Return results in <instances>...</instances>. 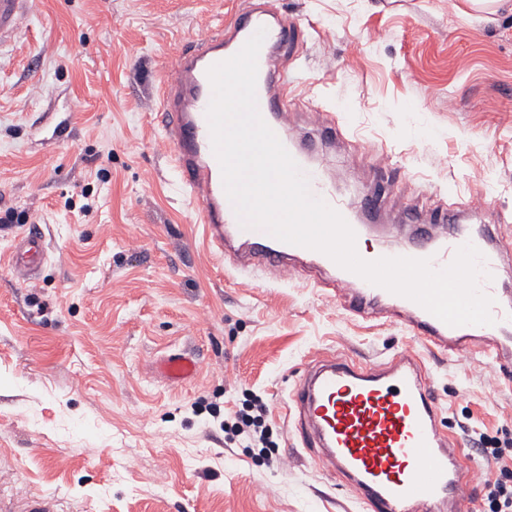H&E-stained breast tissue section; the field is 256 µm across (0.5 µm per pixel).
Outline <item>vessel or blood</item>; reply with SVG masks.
I'll list each match as a JSON object with an SVG mask.
<instances>
[{
    "label": "vessel or blood",
    "mask_w": 512,
    "mask_h": 512,
    "mask_svg": "<svg viewBox=\"0 0 512 512\" xmlns=\"http://www.w3.org/2000/svg\"><path fill=\"white\" fill-rule=\"evenodd\" d=\"M267 4L268 0H249L248 7L239 9L220 30L181 49L157 87L156 118L164 130L157 148L175 157L179 177L199 205L209 249L220 256L235 251L244 266L261 267L280 283L295 281L304 266L328 272L327 296L343 313L362 320L384 317L449 357L485 353L498 373L512 372V283L503 278L505 266L512 264V233L504 225L476 223L477 212L469 207L445 208L436 211L434 221L447 225V232L421 234L395 248L363 252L369 261L411 257L429 260L440 269L460 246L473 244L483 256L485 276L479 288L494 300V322L451 327L416 302L367 282L321 252L240 224L212 149L207 71L239 52L261 28L266 36L258 55V109L308 177L311 194L337 210L360 236L368 218L379 217L397 193L396 181L385 176L389 165L383 162L374 189L360 202H351L313 161L310 145L287 135L284 117L293 81L287 70L272 67L271 61L295 60L304 46L303 30L288 16L271 12ZM30 6L31 0H0V40L19 31ZM48 258L41 231L30 225L14 235L8 268L16 280L30 283ZM158 370L168 381L180 383L196 375L198 362L172 354L159 362ZM425 372L408 351L369 367L343 356H327L311 361L294 387V427L304 447L312 449L319 469L345 478L365 512H464L480 485L477 466L464 463L458 440L439 425L443 407Z\"/></svg>",
    "instance_id": "1"
}]
</instances>
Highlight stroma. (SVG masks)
<instances>
[{
    "label": "stroma",
    "mask_w": 512,
    "mask_h": 512,
    "mask_svg": "<svg viewBox=\"0 0 512 512\" xmlns=\"http://www.w3.org/2000/svg\"><path fill=\"white\" fill-rule=\"evenodd\" d=\"M243 0H32L0 43V217L38 225L52 257L37 282L6 264L0 233V512H361L346 481L313 468L286 407L311 359L361 363L408 350L473 438L512 430V377L451 359L407 327L362 321L293 283L222 263L170 156L155 89L173 54L216 32ZM307 33L289 66L288 133L324 117L342 139L315 159L343 194L369 189L377 157L400 194L370 243L410 204H490L512 225V11L475 22L448 0H271ZM195 356L173 384L156 365ZM259 403L273 448L225 439Z\"/></svg>",
    "instance_id": "obj_1"
}]
</instances>
